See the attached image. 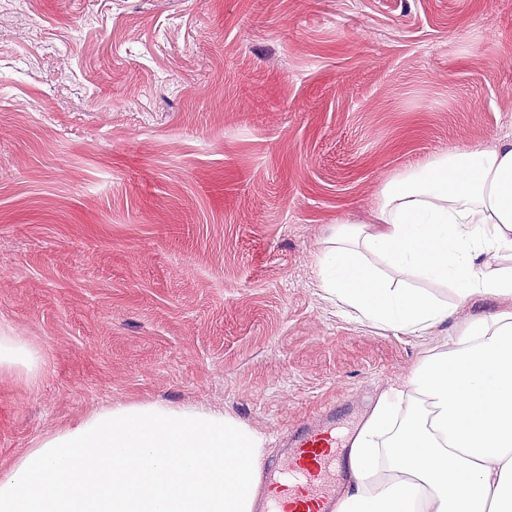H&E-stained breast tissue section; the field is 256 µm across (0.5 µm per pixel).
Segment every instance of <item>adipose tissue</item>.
<instances>
[{
  "mask_svg": "<svg viewBox=\"0 0 512 512\" xmlns=\"http://www.w3.org/2000/svg\"><path fill=\"white\" fill-rule=\"evenodd\" d=\"M315 266L342 312L387 331L426 335L475 295L505 303L380 395L335 512H512V138L386 181L371 223L334 227ZM42 370L0 328V373L33 385ZM263 456V436L224 413L118 403L0 474V512H254Z\"/></svg>",
  "mask_w": 512,
  "mask_h": 512,
  "instance_id": "ef3b65f1",
  "label": "adipose tissue"
}]
</instances>
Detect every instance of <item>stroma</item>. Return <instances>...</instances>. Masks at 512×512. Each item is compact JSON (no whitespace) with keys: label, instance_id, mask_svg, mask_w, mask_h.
Listing matches in <instances>:
<instances>
[{"label":"stroma","instance_id":"1","mask_svg":"<svg viewBox=\"0 0 512 512\" xmlns=\"http://www.w3.org/2000/svg\"><path fill=\"white\" fill-rule=\"evenodd\" d=\"M512 136V0H0V473L117 402L262 434L372 409L459 323L380 331L325 300L333 226L383 183ZM42 370L40 353L11 328H0V373H16L35 385Z\"/></svg>","mask_w":512,"mask_h":512}]
</instances>
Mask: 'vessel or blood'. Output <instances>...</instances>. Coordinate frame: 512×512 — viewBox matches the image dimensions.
<instances>
[{
    "label": "vessel or blood",
    "mask_w": 512,
    "mask_h": 512,
    "mask_svg": "<svg viewBox=\"0 0 512 512\" xmlns=\"http://www.w3.org/2000/svg\"><path fill=\"white\" fill-rule=\"evenodd\" d=\"M341 403L293 427L280 457L265 463L257 512H334L340 496L336 468L346 465L352 439L337 441V421L356 417Z\"/></svg>",
    "instance_id": "obj_1"
}]
</instances>
